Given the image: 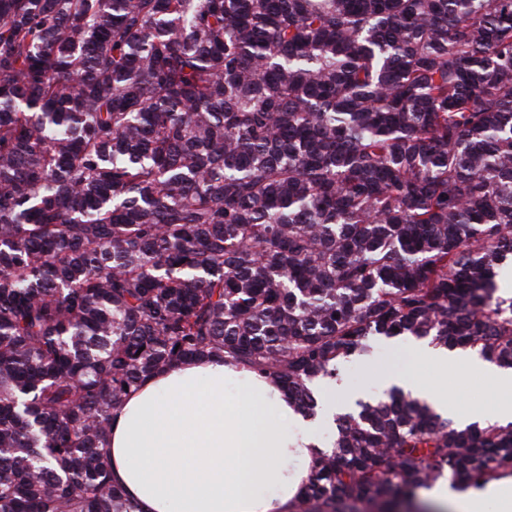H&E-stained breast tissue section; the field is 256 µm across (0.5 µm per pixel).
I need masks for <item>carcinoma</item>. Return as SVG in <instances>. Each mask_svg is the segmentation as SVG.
I'll return each instance as SVG.
<instances>
[{
  "instance_id": "carcinoma-1",
  "label": "carcinoma",
  "mask_w": 512,
  "mask_h": 512,
  "mask_svg": "<svg viewBox=\"0 0 512 512\" xmlns=\"http://www.w3.org/2000/svg\"><path fill=\"white\" fill-rule=\"evenodd\" d=\"M512 0H0V512H140L112 416L219 358L317 383L376 337L512 370ZM290 512H429L512 421L392 387Z\"/></svg>"
}]
</instances>
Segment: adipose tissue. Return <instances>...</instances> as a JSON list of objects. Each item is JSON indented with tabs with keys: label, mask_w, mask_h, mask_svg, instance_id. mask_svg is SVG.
Instances as JSON below:
<instances>
[{
	"label": "adipose tissue",
	"mask_w": 512,
	"mask_h": 512,
	"mask_svg": "<svg viewBox=\"0 0 512 512\" xmlns=\"http://www.w3.org/2000/svg\"><path fill=\"white\" fill-rule=\"evenodd\" d=\"M238 395L224 393L227 379ZM290 430H281V423ZM112 478L141 512H288L323 446L282 390L217 360L187 361L147 378L112 419ZM275 488L272 496L265 487ZM462 512H512V479L481 490L428 492Z\"/></svg>",
	"instance_id": "ef3b65f1"
}]
</instances>
